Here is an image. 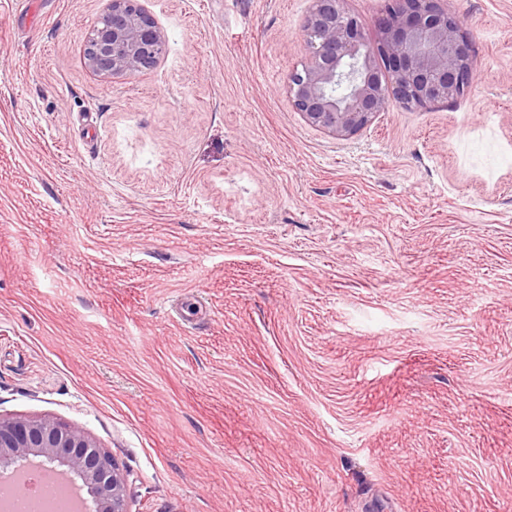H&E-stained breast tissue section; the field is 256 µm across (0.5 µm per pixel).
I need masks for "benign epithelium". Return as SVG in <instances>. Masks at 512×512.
<instances>
[{"instance_id": "1", "label": "benign epithelium", "mask_w": 512, "mask_h": 512, "mask_svg": "<svg viewBox=\"0 0 512 512\" xmlns=\"http://www.w3.org/2000/svg\"><path fill=\"white\" fill-rule=\"evenodd\" d=\"M378 31V40L368 39L347 0H312L302 27L307 60L289 73L286 86L306 123L347 138L391 100L448 104L475 80L472 46L447 0H385ZM86 42V65L108 81L155 66L167 36L137 0H107ZM35 458L79 480L91 497L90 512H127L125 475L84 429L46 417L0 418V471L32 470Z\"/></svg>"}]
</instances>
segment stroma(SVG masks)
Masks as SVG:
<instances>
[{"instance_id": "obj_1", "label": "stroma", "mask_w": 512, "mask_h": 512, "mask_svg": "<svg viewBox=\"0 0 512 512\" xmlns=\"http://www.w3.org/2000/svg\"><path fill=\"white\" fill-rule=\"evenodd\" d=\"M0 0V416L82 427L129 512H512V0L478 74L358 134L285 85L312 0ZM99 21L87 33L85 63L104 81L154 67L167 36L136 0H107Z\"/></svg>"}]
</instances>
